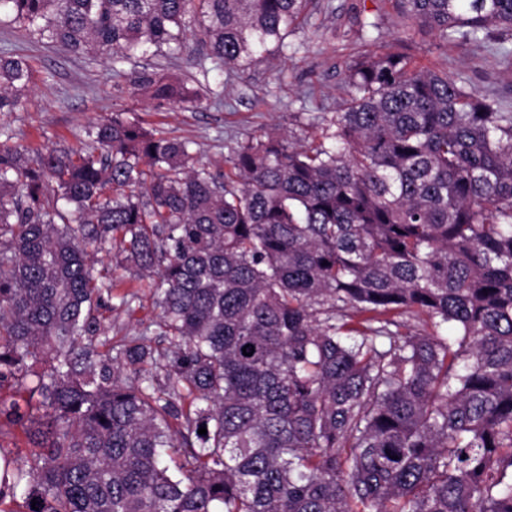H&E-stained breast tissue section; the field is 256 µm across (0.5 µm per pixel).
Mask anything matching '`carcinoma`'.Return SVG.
<instances>
[{"instance_id": "cac0c4a2", "label": "carcinoma", "mask_w": 512, "mask_h": 512, "mask_svg": "<svg viewBox=\"0 0 512 512\" xmlns=\"http://www.w3.org/2000/svg\"><path fill=\"white\" fill-rule=\"evenodd\" d=\"M397 2L438 50L512 34V0ZM308 4L0 0V16L115 62L181 47L193 21L244 71ZM30 80L0 54V113ZM130 83L198 100L156 68ZM347 86L319 143L272 129L222 170L117 115L33 165L0 145V437L38 439L21 461L0 443V512H512V111L401 52L363 54ZM107 240L153 278L166 348L106 336L115 283L87 247Z\"/></svg>"}]
</instances>
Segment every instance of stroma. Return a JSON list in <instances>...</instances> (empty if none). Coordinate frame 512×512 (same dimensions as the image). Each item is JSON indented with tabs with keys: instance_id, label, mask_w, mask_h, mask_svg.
<instances>
[{
	"instance_id": "1",
	"label": "stroma",
	"mask_w": 512,
	"mask_h": 512,
	"mask_svg": "<svg viewBox=\"0 0 512 512\" xmlns=\"http://www.w3.org/2000/svg\"><path fill=\"white\" fill-rule=\"evenodd\" d=\"M369 23L376 26L373 51L405 46L419 66L463 77L512 110V53L502 56L483 43L440 52L429 33L402 19L396 0H312L284 53L242 72L227 71L218 59L200 55L190 34L180 50L164 48L115 62L96 54L76 56L18 25L0 24V52L24 55L32 71L17 110L0 115V144L22 147L32 156L72 152L85 144L90 126L118 112L144 120L167 137L192 141L197 155L214 169L223 167L230 146L266 128L280 127L307 144L345 98L347 66L362 50L361 27ZM146 62L196 89L201 104L160 106L131 95L128 79ZM89 253L95 270L117 284L116 297L103 312L109 335H141L158 314L148 280L126 271L111 243L92 246ZM126 293L136 296L129 308L119 301Z\"/></svg>"
}]
</instances>
